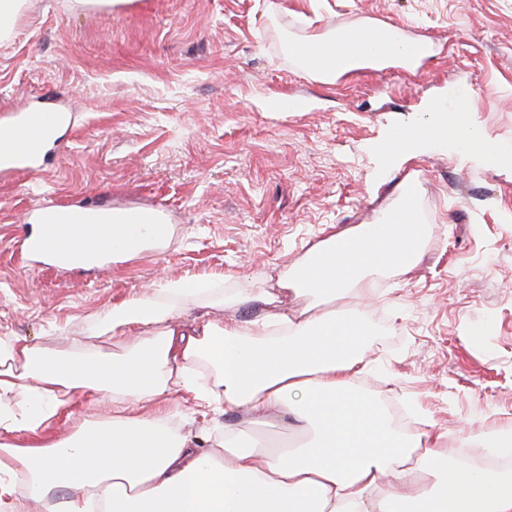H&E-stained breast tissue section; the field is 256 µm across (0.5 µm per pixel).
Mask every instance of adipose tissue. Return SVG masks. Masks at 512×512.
<instances>
[{
    "mask_svg": "<svg viewBox=\"0 0 512 512\" xmlns=\"http://www.w3.org/2000/svg\"><path fill=\"white\" fill-rule=\"evenodd\" d=\"M366 62L427 56L391 28L361 30ZM433 118L387 139L383 159L456 142L488 166H512L470 111L428 106ZM168 224H126L96 234L66 230L67 243L111 250L122 261L161 249ZM412 202L309 244L276 282L300 308L272 309L265 291L229 292L163 280L151 294L113 306L94 342L53 349L0 345V512H512V475L474 470L455 458L447 433H399L379 401L360 393L376 334L364 306L378 277L407 274L429 244ZM204 298L248 303L247 322L199 324ZM244 427L185 432L173 427V395ZM104 419L51 434L74 396ZM293 422L291 446L261 440L256 427Z\"/></svg>",
    "mask_w": 512,
    "mask_h": 512,
    "instance_id": "obj_1",
    "label": "adipose tissue"
}]
</instances>
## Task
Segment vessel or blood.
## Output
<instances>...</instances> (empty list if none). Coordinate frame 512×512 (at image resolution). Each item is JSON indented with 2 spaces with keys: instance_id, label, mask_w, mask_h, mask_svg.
Returning a JSON list of instances; mask_svg holds the SVG:
<instances>
[{
  "instance_id": "vessel-or-blood-1",
  "label": "vessel or blood",
  "mask_w": 512,
  "mask_h": 512,
  "mask_svg": "<svg viewBox=\"0 0 512 512\" xmlns=\"http://www.w3.org/2000/svg\"><path fill=\"white\" fill-rule=\"evenodd\" d=\"M68 115L51 111H33L31 103L0 113V176L20 178L37 171L46 170L54 151L55 138L49 135L52 125H65ZM112 209L105 203L89 205L53 203L37 216L46 228L41 239L24 238L22 251L28 260L45 258L67 269H92L97 258L87 256L79 248H70L65 257H58L53 244L59 235L69 228L89 229L101 223L103 217L111 215Z\"/></svg>"
}]
</instances>
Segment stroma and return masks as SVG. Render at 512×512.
<instances>
[{"label": "stroma", "mask_w": 512, "mask_h": 512, "mask_svg": "<svg viewBox=\"0 0 512 512\" xmlns=\"http://www.w3.org/2000/svg\"><path fill=\"white\" fill-rule=\"evenodd\" d=\"M369 25L434 54L326 83L286 48ZM43 94L74 125L51 168L0 181V338L65 346L165 278L277 293L272 274L308 243L373 223L406 189L430 245L411 274L378 278L359 387L512 472L471 441L512 424V168L448 142L383 172L376 152L436 96L473 102L512 152V0H25L0 36V112ZM49 199L160 210L173 234L91 275L28 270L18 238Z\"/></svg>", "instance_id": "35a3bbf8"}]
</instances>
